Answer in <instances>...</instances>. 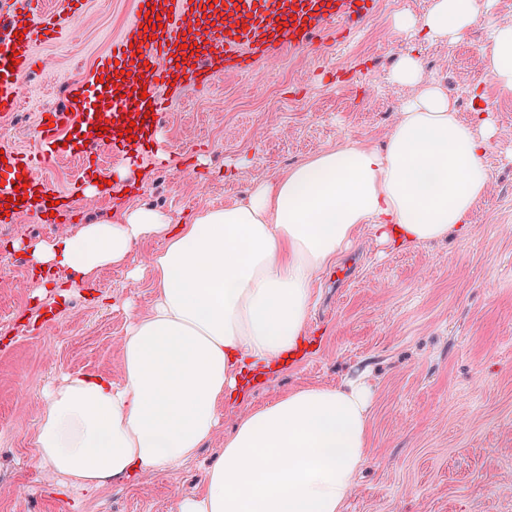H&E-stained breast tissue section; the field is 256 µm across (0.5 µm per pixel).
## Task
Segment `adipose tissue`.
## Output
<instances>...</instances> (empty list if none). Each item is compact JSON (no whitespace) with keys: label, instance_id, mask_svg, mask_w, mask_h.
Listing matches in <instances>:
<instances>
[{"label":"adipose tissue","instance_id":"1","mask_svg":"<svg viewBox=\"0 0 512 512\" xmlns=\"http://www.w3.org/2000/svg\"><path fill=\"white\" fill-rule=\"evenodd\" d=\"M491 4L434 0L395 27L456 42ZM484 60L512 94V25L494 27ZM393 78L419 92L383 146L325 149L188 224L140 208L28 245L36 269L63 270L73 286L125 263L138 243L164 240L150 260L153 305L123 338L121 382L67 376L40 397L35 446L49 474L90 490L173 470L215 434L244 378L305 347L314 281L363 231L397 247L466 231L487 190L495 118L461 121L416 56L404 55ZM370 401L365 383L347 379L247 411L177 512H343L367 454Z\"/></svg>","mask_w":512,"mask_h":512}]
</instances>
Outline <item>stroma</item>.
I'll return each mask as SVG.
<instances>
[{
	"instance_id": "obj_1",
	"label": "stroma",
	"mask_w": 512,
	"mask_h": 512,
	"mask_svg": "<svg viewBox=\"0 0 512 512\" xmlns=\"http://www.w3.org/2000/svg\"><path fill=\"white\" fill-rule=\"evenodd\" d=\"M432 4L375 0L372 16L344 36L328 29L309 49L185 88L159 121L167 160L129 162L98 141L110 194L75 191L78 156L61 154L35 169L74 201L55 224L27 212L0 224V512H175L180 497L203 486L246 410L298 387L358 376L373 392L369 448L345 512H512V94L488 76L482 54L493 26L512 23V0H494L459 42L396 30L401 13L421 16ZM134 7L135 0H87L63 39L35 46L20 82L27 105L0 116V144L40 152L41 112H71L69 85L96 74ZM409 52L461 120L475 122L482 112L496 119L495 145L485 155L488 190L470 229L390 249L362 233L314 283L309 327L321 345L306 361L266 375L241 402L224 404L216 435L174 471L90 493L48 477L34 445L40 394L67 375L121 381L122 340L153 304L146 266L161 242H140L129 263L63 297L43 287L63 272L34 268L22 244L76 235L116 209L151 207L178 222L240 200L261 179L337 144L382 145L417 93L391 77ZM131 181L140 190L130 197ZM136 266L142 273L134 278ZM340 269L342 283L334 278Z\"/></svg>"
}]
</instances>
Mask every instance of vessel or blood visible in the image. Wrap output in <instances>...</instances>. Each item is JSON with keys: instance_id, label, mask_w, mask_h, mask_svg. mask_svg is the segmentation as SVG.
<instances>
[{"instance_id": "1", "label": "vessel or blood", "mask_w": 512, "mask_h": 512, "mask_svg": "<svg viewBox=\"0 0 512 512\" xmlns=\"http://www.w3.org/2000/svg\"><path fill=\"white\" fill-rule=\"evenodd\" d=\"M84 6L85 0H68L63 14L33 0H0V25L8 29L0 36V112L20 106L17 78L30 65L33 45L62 39L70 14ZM372 12L373 0H137V14L101 59L98 79L72 86L70 95L85 125L103 126L104 111H111L112 150L124 157L153 144V119L164 109L159 89L206 87L215 74L247 71L265 57L308 48L327 28L346 30ZM153 18L161 28L149 29ZM133 42L139 48L134 55ZM128 69L138 73V82H125ZM63 118L60 112L41 115L42 161L55 154ZM31 166L16 149L0 154V200L14 195L17 177ZM29 194L37 213L68 212L64 193L46 181L32 183Z\"/></svg>"}]
</instances>
